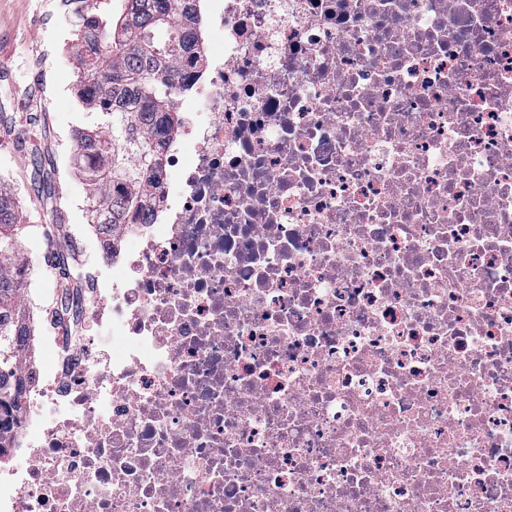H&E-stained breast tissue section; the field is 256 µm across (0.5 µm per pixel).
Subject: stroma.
<instances>
[{"label": "stroma", "instance_id": "obj_1", "mask_svg": "<svg viewBox=\"0 0 512 512\" xmlns=\"http://www.w3.org/2000/svg\"><path fill=\"white\" fill-rule=\"evenodd\" d=\"M73 24L57 0H0V183L30 226L32 264L49 244L34 225L88 224L91 188L68 134L104 125L79 99Z\"/></svg>", "mask_w": 512, "mask_h": 512}]
</instances>
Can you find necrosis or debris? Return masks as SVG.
<instances>
[{
    "label": "necrosis or debris",
    "instance_id": "necrosis-or-debris-1",
    "mask_svg": "<svg viewBox=\"0 0 512 512\" xmlns=\"http://www.w3.org/2000/svg\"><path fill=\"white\" fill-rule=\"evenodd\" d=\"M203 8L143 217L43 256L0 512H512V0Z\"/></svg>",
    "mask_w": 512,
    "mask_h": 512
}]
</instances>
